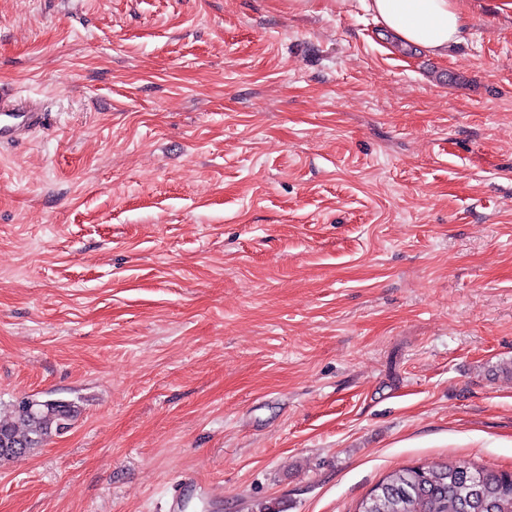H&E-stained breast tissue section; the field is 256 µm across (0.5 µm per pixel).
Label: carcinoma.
Segmentation results:
<instances>
[{"mask_svg":"<svg viewBox=\"0 0 512 512\" xmlns=\"http://www.w3.org/2000/svg\"><path fill=\"white\" fill-rule=\"evenodd\" d=\"M32 412L16 404L0 416V436L18 444L19 459L68 430L78 413L71 401L33 399ZM356 512H512V472L478 467L467 460L399 468L388 473L359 502Z\"/></svg>","mask_w":512,"mask_h":512,"instance_id":"cac0c4a2","label":"carcinoma"}]
</instances>
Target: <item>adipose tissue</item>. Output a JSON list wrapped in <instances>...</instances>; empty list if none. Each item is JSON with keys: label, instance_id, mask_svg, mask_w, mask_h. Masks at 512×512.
I'll list each match as a JSON object with an SVG mask.
<instances>
[{"label": "adipose tissue", "instance_id": "obj_1", "mask_svg": "<svg viewBox=\"0 0 512 512\" xmlns=\"http://www.w3.org/2000/svg\"><path fill=\"white\" fill-rule=\"evenodd\" d=\"M337 13L362 10L392 38L396 48L411 46L443 58L469 24L467 0H330Z\"/></svg>", "mask_w": 512, "mask_h": 512}]
</instances>
